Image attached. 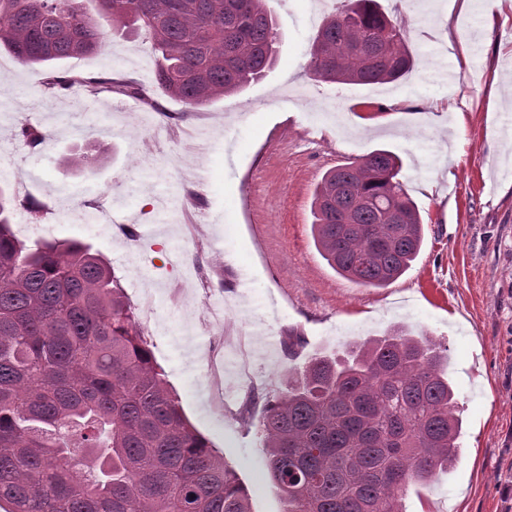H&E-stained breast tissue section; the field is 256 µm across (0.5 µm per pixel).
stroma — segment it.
Returning <instances> with one entry per match:
<instances>
[{
  "instance_id": "35a3bbf8",
  "label": "stroma",
  "mask_w": 512,
  "mask_h": 512,
  "mask_svg": "<svg viewBox=\"0 0 512 512\" xmlns=\"http://www.w3.org/2000/svg\"><path fill=\"white\" fill-rule=\"evenodd\" d=\"M380 0L403 24L415 66L398 83L337 85L306 72L317 31L312 0H269L284 42L275 69L242 94L200 110L208 124L204 152L174 167L169 142L184 104L165 100V113L119 110L117 96L48 97L45 69L0 53V144L15 143L34 106L64 113L61 141L0 169V182H25L55 212L36 235L77 239L110 261L128 303L142 318L143 290L155 319L142 330L170 387L195 427L238 474L253 512H281L264 468L259 420L267 393L290 368L321 350H343L393 326L446 342L449 377L461 409L460 450L448 473L403 492L405 512H512V189L488 191L489 170L512 181V77L499 74L512 52V26L463 27L481 68L444 78L438 48L448 35L444 0ZM87 76L109 74L152 84L154 63L141 38L110 39L103 53L65 63ZM417 97L419 107L403 99ZM467 98L458 129L443 115L449 97ZM101 153L94 171L68 166L78 146ZM378 148L402 160L400 178L422 210L424 248L413 267L386 288L353 283L333 272L311 236L312 194L328 169ZM238 203L224 213V194L211 182L213 164ZM112 195L113 221L78 224L59 211L60 199L80 205ZM205 209L202 244L185 243L186 195ZM235 238L225 241L224 224ZM222 274L201 289L181 276L199 255ZM265 283L256 295L250 283ZM222 307L224 324L200 320L205 304ZM300 343L288 354L289 335ZM218 369H206V352Z\"/></svg>"
}]
</instances>
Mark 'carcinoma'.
I'll use <instances>...</instances> for the list:
<instances>
[{"label": "carcinoma", "mask_w": 512, "mask_h": 512, "mask_svg": "<svg viewBox=\"0 0 512 512\" xmlns=\"http://www.w3.org/2000/svg\"><path fill=\"white\" fill-rule=\"evenodd\" d=\"M379 0H345L322 18L307 71L340 85L404 78L413 54ZM150 42L156 88L61 71L112 34ZM268 0H0V49L52 68L47 90L121 93L156 108L155 90L190 108L239 95L279 58ZM57 134L25 123L32 151ZM86 146L69 163L92 168ZM375 149L327 170L311 202L315 246L338 275L384 288L418 257L423 222ZM22 205L33 222L53 213ZM17 197L0 185V502L10 512H252L224 457L191 424L106 257L77 240L28 243L12 231ZM406 221L390 223L391 210ZM448 347L403 328L314 354L268 395L259 431L282 512H404L403 489L448 472L460 407Z\"/></svg>", "instance_id": "cac0c4a2"}]
</instances>
